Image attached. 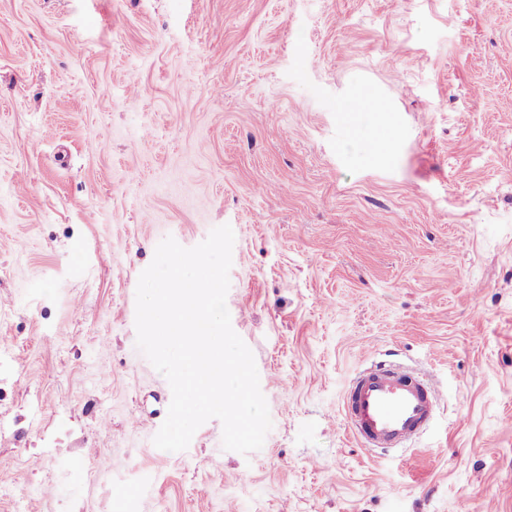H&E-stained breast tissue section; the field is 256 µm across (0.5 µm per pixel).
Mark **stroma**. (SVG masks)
<instances>
[{"label":"stroma","instance_id":"1","mask_svg":"<svg viewBox=\"0 0 512 512\" xmlns=\"http://www.w3.org/2000/svg\"><path fill=\"white\" fill-rule=\"evenodd\" d=\"M224 224L272 428L164 451L138 279ZM388 354L441 392L382 453ZM0 512H512V0H0ZM438 393L432 380L379 361L349 382L343 420L363 447L400 448L432 422Z\"/></svg>","mask_w":512,"mask_h":512}]
</instances>
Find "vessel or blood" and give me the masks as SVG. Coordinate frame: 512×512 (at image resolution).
<instances>
[{"label": "vessel or blood", "mask_w": 512, "mask_h": 512, "mask_svg": "<svg viewBox=\"0 0 512 512\" xmlns=\"http://www.w3.org/2000/svg\"><path fill=\"white\" fill-rule=\"evenodd\" d=\"M439 387L391 361L374 363L348 384L343 399L347 430L363 447L390 450L421 433L434 418Z\"/></svg>", "instance_id": "vessel-or-blood-1"}]
</instances>
